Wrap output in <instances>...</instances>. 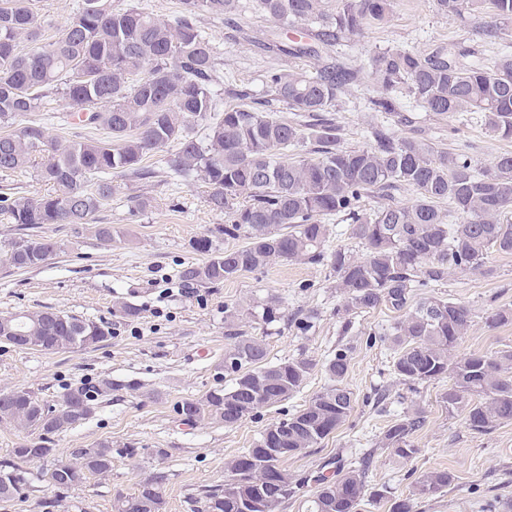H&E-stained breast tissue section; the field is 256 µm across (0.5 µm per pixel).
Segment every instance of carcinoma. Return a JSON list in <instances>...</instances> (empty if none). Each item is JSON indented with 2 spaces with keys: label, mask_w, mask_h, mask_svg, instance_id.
<instances>
[{
  "label": "carcinoma",
  "mask_w": 512,
  "mask_h": 512,
  "mask_svg": "<svg viewBox=\"0 0 512 512\" xmlns=\"http://www.w3.org/2000/svg\"><path fill=\"white\" fill-rule=\"evenodd\" d=\"M322 0H181V13L161 20L149 12L116 10L112 0H80L61 36L42 43L44 20L33 0H0V174L29 168L38 180L55 187L49 195L27 198L0 194V214L16 226L3 262L14 269H34L64 250V243L42 231L45 224L70 226L104 246L117 231L96 223V214L112 200L117 179L151 177L144 161L167 144L171 171L204 184L211 210L229 215L218 230L224 244L200 236L191 248L208 256L202 264L182 265L179 276L198 286L221 284L266 267L274 260L326 265L345 311L368 312L384 305L398 313L379 337L389 345L391 374L414 389L448 380L441 403L448 415H460L466 428L487 433L512 422V349L456 355L473 314L467 306L437 297L413 305L422 288H434L448 274L480 272L488 253L512 255V153L499 154L485 169L432 143L397 137L382 126L371 130L373 144L340 145L333 108L353 78L330 63L317 75L272 69L266 86L286 110L307 121L296 124L244 105L212 116L211 89L217 59L209 39L197 26L204 12L227 20L251 7L278 30H294L329 47L343 36L358 34L369 21L382 22L394 0H340L336 12L323 11ZM439 10L457 15L466 9L476 18L512 20V0H437ZM34 47L19 48L20 39ZM276 48L289 55L316 52L300 41ZM371 70L381 94L373 110L395 111L392 92L404 87L422 108L438 115H481L493 134L512 138V54L484 66L462 55H424L386 51L374 56ZM65 99L84 127L101 126L107 140H62L46 135L30 120L48 98ZM197 126L205 127L199 138ZM309 147L311 156L288 157V150ZM411 189L410 205L394 202V193ZM377 196L388 203L366 212L362 199ZM448 202V211L439 207ZM349 222L352 238L365 247L357 258L328 249L333 233L323 216ZM255 313L240 305L224 306V326L234 339L224 352V375L231 384L200 397L177 402L186 425L221 420L233 427L262 408L276 406L300 392L313 367L305 357L267 362L263 341L241 329ZM261 319H281L280 301L262 305ZM0 336L9 344L45 354L89 348L110 337L107 326L50 308L0 316ZM347 351L325 364L328 385L300 410L275 423L251 448L226 463L224 485L204 491L193 512H279L305 486L282 467L333 434L353 409L347 384ZM119 389L111 378L92 386L70 387L49 402L25 388L0 390V423L23 433L0 459V500L23 494L22 464L53 456L49 436L75 429L94 413L96 401ZM419 409H408L387 425L379 440L402 459L416 453L414 434L423 426ZM274 446L279 454L268 452ZM361 467L315 476L313 512H357L365 496L390 500L389 512H413L419 500L435 498L454 481L446 470L420 476L404 498L389 497L382 487L368 489ZM112 471V441L101 440L74 452L46 470L45 481L57 491L78 487ZM158 473L141 481L137 491L120 498L118 512H165Z\"/></svg>",
  "instance_id": "obj_1"
}]
</instances>
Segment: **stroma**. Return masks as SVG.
Listing matches in <instances>:
<instances>
[{
  "mask_svg": "<svg viewBox=\"0 0 512 512\" xmlns=\"http://www.w3.org/2000/svg\"><path fill=\"white\" fill-rule=\"evenodd\" d=\"M197 23L206 32L224 77L215 88L219 108L233 104L234 91L245 89L251 94L250 105L291 119V112L265 84L267 70L296 68L312 75L333 61L354 74L336 104L343 147L368 146L371 125L382 120L395 135L465 155L478 168L512 151V139L490 133L469 113L436 115L405 96L398 98L391 115L384 117L370 108L380 91L370 66L375 54L390 49L426 54L440 49L453 54L464 51L471 60L486 63L501 53H512V21L503 24L500 37L491 39L483 22L469 13H440L436 0H396L384 21L340 38L319 55L304 57L258 48V40L274 25L251 10L241 13L237 32L227 28L223 19L207 14L200 15ZM174 150L169 144L150 157L153 178L122 181L111 205L100 212L101 223L112 225L119 242L103 247L92 237H79L68 227L49 224L45 231L62 239L63 253L27 271L0 265V315L49 307L104 323L111 331L110 338L94 347L54 355L0 344V389L26 388L50 401L67 386L104 377L121 385L84 425L54 436L51 442L54 459L68 461L74 449L111 440V472L90 476L82 486L60 494L42 479L51 461L27 463L28 493L0 502V512H115L119 496L134 493L139 482L157 472L166 476L165 512H192L193 498L223 484L230 459L252 447L266 428L299 410L326 386L324 364L342 346L349 350L347 384L355 398L353 409L319 447L286 459L284 468L305 475L330 458L350 468L367 455L371 458L367 485L387 487L400 497L408 494L420 475L445 469L454 477L451 488L440 497L418 502L415 512H512V423L486 434L469 431L461 417L448 416L440 403L448 388L444 380L419 386L405 403L393 398L384 407L374 406L377 389L393 394L401 390L389 371L386 345L365 343L368 333L394 321V312L380 307L339 318L343 302L328 269L320 265L277 260L261 270L192 291L180 282L181 265L206 260L192 251L191 240L214 235L225 217L210 209L202 183L184 180L169 170L166 161ZM142 194L152 198L151 207L130 214L128 196ZM486 263V271L455 273L444 284L424 291L425 296L471 309L473 323L456 347L460 355L512 347V322L492 325L487 321L492 311L512 309V256L492 252ZM272 295L281 301L282 320L267 325L249 319L246 330L265 342L270 362L298 355L311 359L313 368L300 393L230 428L219 420L194 428L180 424L174 411L177 401L228 383L220 368L231 345L224 327L225 305L252 307ZM122 302L137 308L135 318L118 312ZM298 312L315 314L310 332L300 333L288 324V317ZM407 407L421 409L425 424L414 436L415 457L404 461L380 448L378 441L390 421ZM158 448L166 449L165 457L155 456Z\"/></svg>",
  "mask_w": 512,
  "mask_h": 512,
  "instance_id": "stroma-1",
  "label": "stroma"
}]
</instances>
